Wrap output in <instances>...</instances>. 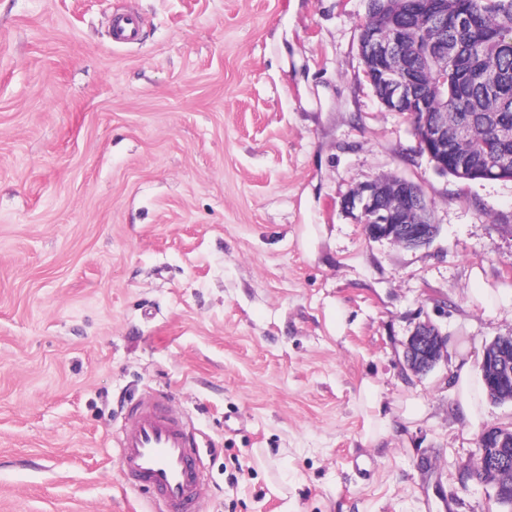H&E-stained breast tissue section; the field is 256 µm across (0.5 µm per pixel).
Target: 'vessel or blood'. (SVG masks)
I'll list each match as a JSON object with an SVG mask.
<instances>
[{"label":"vessel or blood","instance_id":"obj_1","mask_svg":"<svg viewBox=\"0 0 512 512\" xmlns=\"http://www.w3.org/2000/svg\"><path fill=\"white\" fill-rule=\"evenodd\" d=\"M195 446L186 423L165 401L135 404L119 441L123 478L163 501L168 512H195L201 495Z\"/></svg>","mask_w":512,"mask_h":512}]
</instances>
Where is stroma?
<instances>
[{"label": "stroma", "instance_id": "35a3bbf8", "mask_svg": "<svg viewBox=\"0 0 512 512\" xmlns=\"http://www.w3.org/2000/svg\"><path fill=\"white\" fill-rule=\"evenodd\" d=\"M139 35L112 41L113 18ZM366 0H0V512H164L125 483L131 404L190 425L199 512H499L454 359L512 336V181L435 171L364 74ZM420 185L438 234L344 199ZM428 320L448 356L407 374ZM384 410L367 433L361 386ZM370 457L361 476L349 456ZM393 177L357 188L347 198V208L359 209L360 224L369 239H387L406 247L429 244L437 234L430 204L417 184ZM385 195L393 197L391 203L381 199ZM471 300L479 304L484 315L496 317L499 308L512 298V290L509 288H483L480 276H475L474 288H471ZM361 391L364 396L366 409L371 411L370 419L376 425V428L379 429L380 433H393L396 429H399L397 422L390 415L382 416L383 398L380 396L378 388L373 385H366L363 386Z\"/></svg>", "mask_w": 512, "mask_h": 512}]
</instances>
